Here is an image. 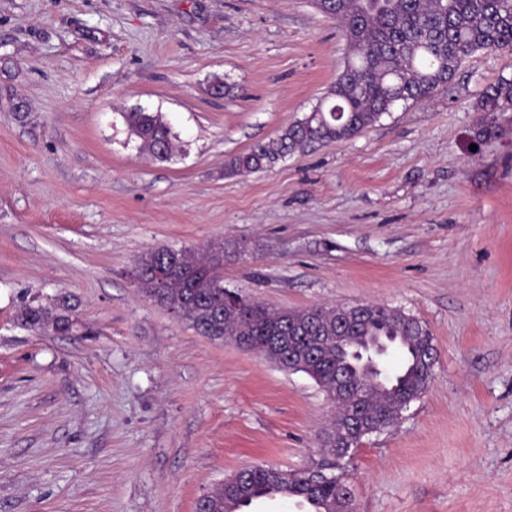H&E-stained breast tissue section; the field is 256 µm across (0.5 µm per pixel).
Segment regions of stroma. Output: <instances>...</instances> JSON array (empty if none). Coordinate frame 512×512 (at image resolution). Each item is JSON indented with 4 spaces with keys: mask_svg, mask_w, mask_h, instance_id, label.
<instances>
[{
    "mask_svg": "<svg viewBox=\"0 0 512 512\" xmlns=\"http://www.w3.org/2000/svg\"><path fill=\"white\" fill-rule=\"evenodd\" d=\"M346 52L318 0H0V512H195L245 466L326 461L312 378L139 288L148 250L209 242L246 299L428 325L430 385L340 473L356 512H512V108L475 138L512 54L476 53L351 139L226 174L310 114ZM136 109L168 123L171 160L140 150ZM61 298L68 332L18 323Z\"/></svg>",
    "mask_w": 512,
    "mask_h": 512,
    "instance_id": "1",
    "label": "stroma"
}]
</instances>
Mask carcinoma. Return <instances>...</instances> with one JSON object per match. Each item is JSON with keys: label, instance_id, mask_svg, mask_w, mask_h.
<instances>
[{"label": "carcinoma", "instance_id": "obj_1", "mask_svg": "<svg viewBox=\"0 0 512 512\" xmlns=\"http://www.w3.org/2000/svg\"><path fill=\"white\" fill-rule=\"evenodd\" d=\"M321 8L341 23L347 53L325 101L279 138L257 143L228 164L230 171H259L310 143L352 138L374 125L399 102L417 103L449 85L461 64L487 51L512 54V0H329ZM480 110L492 114L512 108V79L502 77L484 91ZM129 128L154 158L169 159L176 149L161 115L130 112ZM142 293L157 305L175 310L203 335L237 339L266 352L277 341L294 340L307 350L320 337L309 375L333 391L336 375L347 369L346 350L360 349L377 336L390 337L400 355L398 366L381 372L366 388L348 392L343 409L362 425L394 426L401 413L430 383L424 364L436 352L429 327L401 310L374 305L355 323L341 325L348 307L311 306L270 310L251 300L226 302L224 244L210 242L195 253L159 247L138 260ZM70 308L28 304L20 324L32 330L71 328ZM343 336L340 342L337 337ZM359 443L351 430L333 422L325 447L333 461L327 470L342 469L343 460ZM288 495L316 505L312 512H352L349 492L340 478L321 472L286 477L266 465L248 466L234 480L224 481L198 498L195 512H224V503L241 509L275 495Z\"/></svg>", "mask_w": 512, "mask_h": 512}]
</instances>
